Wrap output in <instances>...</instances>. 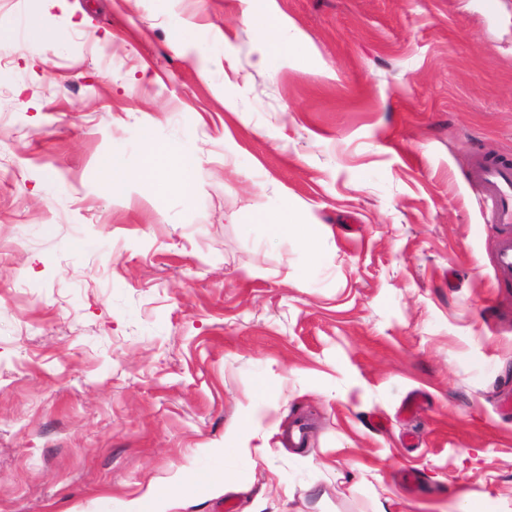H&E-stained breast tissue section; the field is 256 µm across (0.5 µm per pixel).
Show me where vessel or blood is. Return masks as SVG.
Listing matches in <instances>:
<instances>
[{
    "instance_id": "1",
    "label": "vessel or blood",
    "mask_w": 512,
    "mask_h": 512,
    "mask_svg": "<svg viewBox=\"0 0 512 512\" xmlns=\"http://www.w3.org/2000/svg\"><path fill=\"white\" fill-rule=\"evenodd\" d=\"M471 176L484 188L490 223L501 230L494 250L495 275L512 280V163L479 159Z\"/></svg>"
}]
</instances>
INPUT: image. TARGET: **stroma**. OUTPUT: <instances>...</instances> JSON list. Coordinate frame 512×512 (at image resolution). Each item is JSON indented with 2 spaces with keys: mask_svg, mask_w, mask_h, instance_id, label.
I'll list each match as a JSON object with an SVG mask.
<instances>
[{
  "mask_svg": "<svg viewBox=\"0 0 512 512\" xmlns=\"http://www.w3.org/2000/svg\"><path fill=\"white\" fill-rule=\"evenodd\" d=\"M276 6L260 67L252 0H0V512L185 473L170 512H512V284L469 176L512 160V0ZM149 135L201 150L194 195L137 179ZM288 202L310 243L260 223ZM275 0H254L253 10L247 16V22L260 33L257 44L258 65L268 58L282 56L286 43L283 38L286 23L275 7ZM252 426V419L246 418L241 419L234 427V432L236 434L244 435L245 444L243 447L239 448L241 452L251 456L252 453L260 455L262 457L266 456L270 452V446L268 443V437L266 436H257L250 433ZM257 439L258 442L254 443L251 446V440Z\"/></svg>",
  "mask_w": 512,
  "mask_h": 512,
  "instance_id": "obj_1",
  "label": "stroma"
}]
</instances>
